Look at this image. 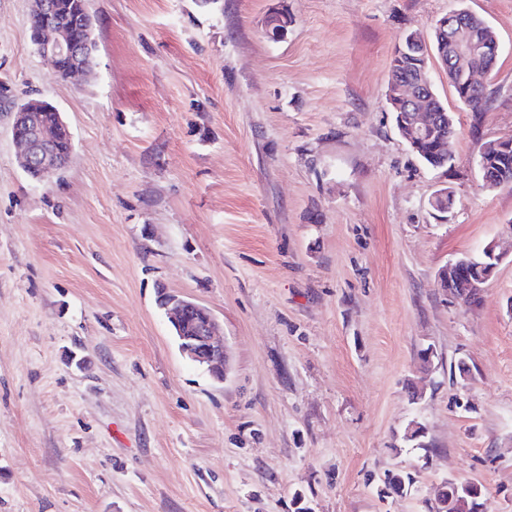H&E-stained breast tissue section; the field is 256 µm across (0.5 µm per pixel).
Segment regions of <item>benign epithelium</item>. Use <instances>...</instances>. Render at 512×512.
I'll return each mask as SVG.
<instances>
[{
  "mask_svg": "<svg viewBox=\"0 0 512 512\" xmlns=\"http://www.w3.org/2000/svg\"><path fill=\"white\" fill-rule=\"evenodd\" d=\"M31 12L57 16L53 25L34 35V45L38 53L49 60L55 69H60L67 62L77 63L84 60L86 49L92 40V28L87 27L82 36H76L72 32V25L62 18L63 11L55 0H32ZM452 16L457 28L450 55L453 60L460 62L473 57V22L465 20L457 12L452 13ZM430 85L427 64L423 62L416 77H408L392 85L388 92V103L394 110L403 113L400 119L402 134L412 148H417L423 142H432L439 149L448 150V139L439 133L440 128L448 122V114L426 110L423 108L424 102L418 99L420 93L430 89ZM12 136L19 149V164L23 170L37 167L45 177L58 171L56 142L39 124L37 116L32 114V108L14 109ZM510 151L512 137L498 139L494 143L493 153L480 156V172H487L495 157L501 158ZM483 252L491 258L492 263L464 264L460 259L451 261L440 271V283L446 285L462 282L463 292H481L484 284L495 273L497 264L503 259V254L497 251L494 242L487 244ZM163 294L166 297L163 309L172 315L181 352L190 360L207 366L215 378H224L226 356L224 344L216 340V318L206 307L194 301L166 290Z\"/></svg>",
  "mask_w": 512,
  "mask_h": 512,
  "instance_id": "obj_1",
  "label": "benign epithelium"
}]
</instances>
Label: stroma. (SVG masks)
<instances>
[{
    "label": "stroma",
    "instance_id": "obj_1",
    "mask_svg": "<svg viewBox=\"0 0 512 512\" xmlns=\"http://www.w3.org/2000/svg\"><path fill=\"white\" fill-rule=\"evenodd\" d=\"M460 2L499 38L492 109L475 123L430 58L459 130L435 169L396 127L389 64ZM89 7L78 84L37 52L28 0H0V83L73 139L33 180L0 107V512H429L450 479L512 512V188L478 169L512 136V0ZM493 241L462 307L438 273ZM161 286L220 323L224 380L180 352ZM390 472L403 495L382 496Z\"/></svg>",
    "mask_w": 512,
    "mask_h": 512
}]
</instances>
